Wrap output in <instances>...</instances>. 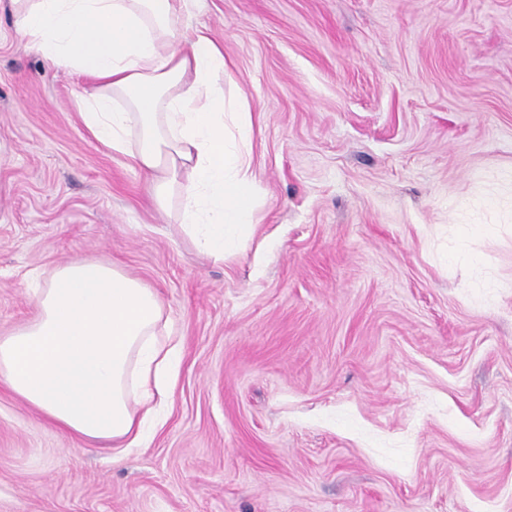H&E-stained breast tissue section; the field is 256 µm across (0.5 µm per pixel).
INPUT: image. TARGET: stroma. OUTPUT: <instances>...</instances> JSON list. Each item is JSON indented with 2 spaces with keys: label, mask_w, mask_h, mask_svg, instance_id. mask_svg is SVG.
<instances>
[{
  "label": "stroma",
  "mask_w": 512,
  "mask_h": 512,
  "mask_svg": "<svg viewBox=\"0 0 512 512\" xmlns=\"http://www.w3.org/2000/svg\"><path fill=\"white\" fill-rule=\"evenodd\" d=\"M262 189L217 263L0 13V336L114 264L181 342L142 447L0 385V512H512V0H192Z\"/></svg>",
  "instance_id": "1"
}]
</instances>
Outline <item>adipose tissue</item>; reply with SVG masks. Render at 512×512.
Listing matches in <instances>:
<instances>
[{"label": "adipose tissue", "instance_id": "1", "mask_svg": "<svg viewBox=\"0 0 512 512\" xmlns=\"http://www.w3.org/2000/svg\"><path fill=\"white\" fill-rule=\"evenodd\" d=\"M189 0H9L26 46L87 78L77 100L89 135L130 157L154 204L224 261L249 242L260 189L245 95L225 97L224 48L187 30ZM36 320L0 337V383L56 428L88 440L140 434L171 379L180 344L159 333L156 292L93 260L28 275Z\"/></svg>", "mask_w": 512, "mask_h": 512}]
</instances>
